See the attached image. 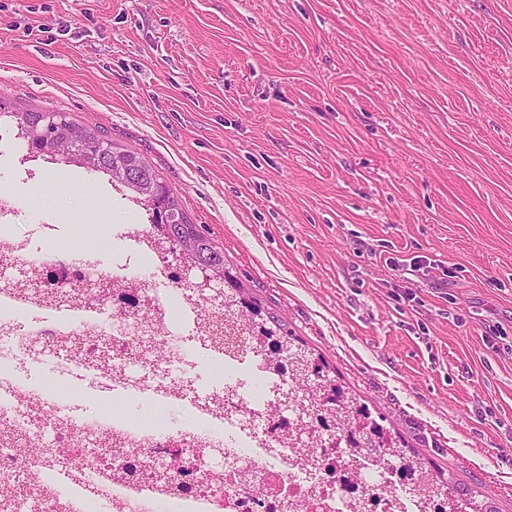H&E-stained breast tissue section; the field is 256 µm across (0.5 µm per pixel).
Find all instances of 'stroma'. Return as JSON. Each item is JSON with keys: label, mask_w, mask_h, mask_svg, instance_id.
<instances>
[{"label": "stroma", "mask_w": 512, "mask_h": 512, "mask_svg": "<svg viewBox=\"0 0 512 512\" xmlns=\"http://www.w3.org/2000/svg\"><path fill=\"white\" fill-rule=\"evenodd\" d=\"M0 99L136 149L331 375L512 512V0H0ZM25 199L65 237L132 221L61 170Z\"/></svg>", "instance_id": "obj_1"}]
</instances>
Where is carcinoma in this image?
<instances>
[{
  "label": "carcinoma",
  "mask_w": 512,
  "mask_h": 512,
  "mask_svg": "<svg viewBox=\"0 0 512 512\" xmlns=\"http://www.w3.org/2000/svg\"><path fill=\"white\" fill-rule=\"evenodd\" d=\"M2 117L11 118V122L16 124L24 148L30 152L47 156L58 165H79L101 171L113 182L129 189L148 207L151 223L162 228L187 261L210 271L215 281L238 293L240 301L252 315L260 318L265 335L280 336L291 345L298 343L284 325L265 310L258 299L247 295L237 276L226 266L224 251L188 219L162 175L138 152L112 140L95 125L79 123L69 118L65 112L54 113L49 120L45 112L18 108L9 111L7 103L0 99V118ZM33 127L37 129V136L34 138L27 134ZM313 361L314 376L319 384L331 388L339 398H355L346 386L324 374L328 366L323 359L315 357ZM370 425L375 436L387 437V447L397 460L420 458V454L415 451H408L397 445L394 438L387 435V428L376 420L370 419ZM432 477L446 490L451 503L457 505L468 495V491L453 486L442 474L434 472Z\"/></svg>",
  "instance_id": "1"
}]
</instances>
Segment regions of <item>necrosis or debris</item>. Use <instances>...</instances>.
Returning a JSON list of instances; mask_svg holds the SVG:
<instances>
[{
  "label": "necrosis or debris",
  "mask_w": 512,
  "mask_h": 512,
  "mask_svg": "<svg viewBox=\"0 0 512 512\" xmlns=\"http://www.w3.org/2000/svg\"><path fill=\"white\" fill-rule=\"evenodd\" d=\"M43 165L8 161L0 224L30 221L16 188ZM79 177L135 221L105 245H49L50 215L0 235V266L25 273L0 288V512H448L428 470L388 463L362 417L243 323L232 289L179 273L142 201Z\"/></svg>",
  "instance_id": "1"
}]
</instances>
